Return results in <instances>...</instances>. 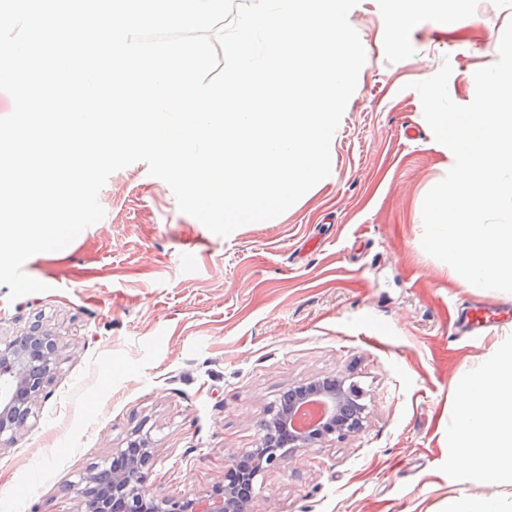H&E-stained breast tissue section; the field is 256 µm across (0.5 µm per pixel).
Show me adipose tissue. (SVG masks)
<instances>
[{
    "label": "adipose tissue",
    "mask_w": 512,
    "mask_h": 512,
    "mask_svg": "<svg viewBox=\"0 0 512 512\" xmlns=\"http://www.w3.org/2000/svg\"><path fill=\"white\" fill-rule=\"evenodd\" d=\"M512 473V336L475 369L458 373L454 389V437L448 474L479 473L487 482Z\"/></svg>",
    "instance_id": "ef3b65f1"
}]
</instances>
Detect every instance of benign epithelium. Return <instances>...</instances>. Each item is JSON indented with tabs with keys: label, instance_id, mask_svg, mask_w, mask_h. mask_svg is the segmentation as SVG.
I'll return each mask as SVG.
<instances>
[{
	"label": "benign epithelium",
	"instance_id": "7a95c632",
	"mask_svg": "<svg viewBox=\"0 0 512 512\" xmlns=\"http://www.w3.org/2000/svg\"><path fill=\"white\" fill-rule=\"evenodd\" d=\"M63 347L34 323L27 332L0 341V447L14 442L59 364ZM364 390L344 377H314L288 389L280 407L260 423L262 435L251 451L225 463L224 486L203 495L155 496L149 468L158 457L148 433L138 429L124 448L112 450L83 482L77 512H252L253 495L238 494L237 483L255 490L258 477L282 461L363 428Z\"/></svg>",
	"mask_w": 512,
	"mask_h": 512
}]
</instances>
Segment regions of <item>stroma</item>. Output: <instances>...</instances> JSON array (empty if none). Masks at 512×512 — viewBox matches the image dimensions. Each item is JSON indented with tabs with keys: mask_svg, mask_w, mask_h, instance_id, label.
<instances>
[{
	"mask_svg": "<svg viewBox=\"0 0 512 512\" xmlns=\"http://www.w3.org/2000/svg\"><path fill=\"white\" fill-rule=\"evenodd\" d=\"M398 4L350 11L366 61L331 173L283 214L214 235L136 163L108 178L100 222L27 260L47 291L11 302L0 285V339L38 320L67 347L28 433L0 449V512H76L83 477L139 427L159 448L151 491L204 493L283 391L332 375L364 389L363 432L268 471L255 512H448L461 491L512 501L508 477L448 482L454 377L512 333V295L460 283L421 245L422 203L449 160L411 88L447 61L450 97L470 103L512 0H470L463 20L454 0H431L395 42ZM473 305L494 322L453 335Z\"/></svg>",
	"mask_w": 512,
	"mask_h": 512,
	"instance_id": "obj_1",
	"label": "stroma"
}]
</instances>
